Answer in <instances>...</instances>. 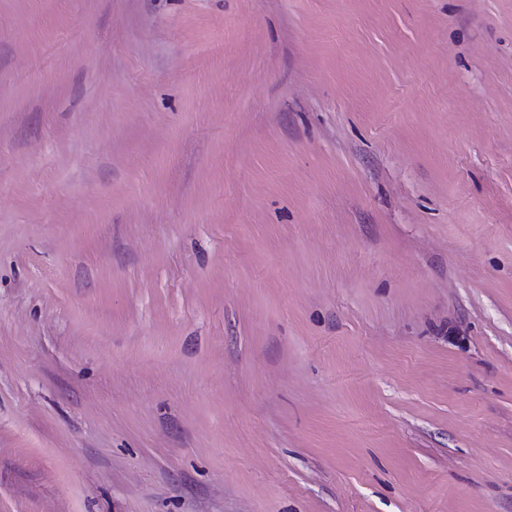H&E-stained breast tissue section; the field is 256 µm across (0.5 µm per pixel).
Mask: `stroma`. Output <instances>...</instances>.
<instances>
[{
  "label": "stroma",
  "instance_id": "1",
  "mask_svg": "<svg viewBox=\"0 0 512 512\" xmlns=\"http://www.w3.org/2000/svg\"><path fill=\"white\" fill-rule=\"evenodd\" d=\"M0 512H512V0H0Z\"/></svg>",
  "mask_w": 512,
  "mask_h": 512
}]
</instances>
